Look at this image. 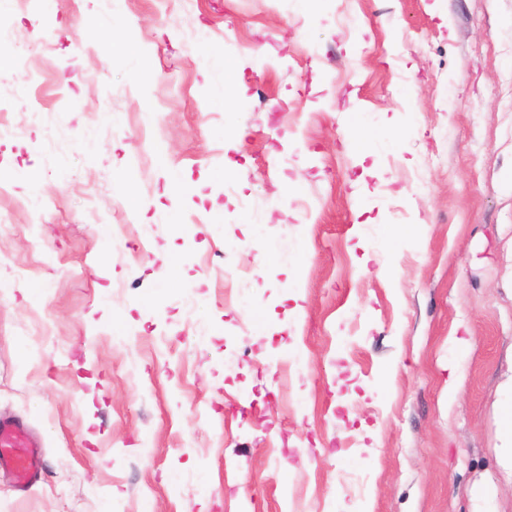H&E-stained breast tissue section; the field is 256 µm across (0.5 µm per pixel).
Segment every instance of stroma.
Returning a JSON list of instances; mask_svg holds the SVG:
<instances>
[{
	"label": "stroma",
	"mask_w": 512,
	"mask_h": 512,
	"mask_svg": "<svg viewBox=\"0 0 512 512\" xmlns=\"http://www.w3.org/2000/svg\"><path fill=\"white\" fill-rule=\"evenodd\" d=\"M0 29V512H512V0ZM31 448L23 431L0 422V460L7 456L22 475H34L40 462Z\"/></svg>",
	"instance_id": "stroma-1"
}]
</instances>
